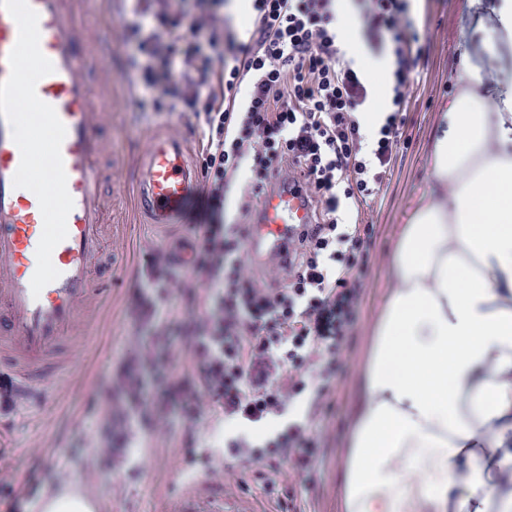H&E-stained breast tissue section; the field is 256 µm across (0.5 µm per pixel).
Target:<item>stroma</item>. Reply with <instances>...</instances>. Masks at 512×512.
<instances>
[{
  "label": "stroma",
  "mask_w": 512,
  "mask_h": 512,
  "mask_svg": "<svg viewBox=\"0 0 512 512\" xmlns=\"http://www.w3.org/2000/svg\"><path fill=\"white\" fill-rule=\"evenodd\" d=\"M465 0H420L412 10L416 25L426 26L428 48L416 68L417 81L407 102L408 122L383 202L367 207L365 217L375 226L372 261L365 271L363 304L342 353L344 367L333 385L331 404L314 422L322 445L315 484L303 483L288 470L277 477L282 491L294 494L301 512H344L346 464L354 409L363 393L371 329L383 312L397 283L390 270L394 252L406 224L428 188L430 152L441 112L460 86L454 57L460 37V14ZM123 0H98L88 17L105 59L101 73L90 81L109 78L112 109L102 131L112 144L106 164L112 169L107 190L112 195V295L94 314L91 335L71 342L77 359L76 374L55 379L53 404L34 411L28 419L0 412V481L35 487L24 503L11 504L0 496V512H39L37 504L58 471L78 480L99 501L98 512H167V506L185 487L230 502H247L254 512H277L267 495L255 464L225 466L216 448L187 447L188 438L202 439L204 423L185 420L177 405L167 401L163 376L187 371L184 360L161 359L152 375V401L140 446L134 451L140 466L112 471L103 462L92 438L104 423L109 371L123 349L151 338L128 312L139 286L137 268L144 252L176 251L183 241V225L156 228L140 223L133 207V189L126 171L159 126L198 140L186 120L176 112L141 111L130 90L134 66L126 43Z\"/></svg>",
  "instance_id": "stroma-1"
}]
</instances>
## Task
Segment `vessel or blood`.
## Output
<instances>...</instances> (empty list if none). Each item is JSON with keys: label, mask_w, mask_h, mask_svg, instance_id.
<instances>
[{"label": "vessel or blood", "mask_w": 512, "mask_h": 512, "mask_svg": "<svg viewBox=\"0 0 512 512\" xmlns=\"http://www.w3.org/2000/svg\"><path fill=\"white\" fill-rule=\"evenodd\" d=\"M29 4L39 16L40 49L54 67L39 80L36 92L66 127L61 155L74 206L67 218L68 235L52 252L59 276L33 295L43 217L37 196L13 185L21 154L10 124L0 117V367L13 379V411L20 416L51 400L57 374L72 370L63 350L78 337L92 306L106 295L101 268L112 236L100 170L106 144L98 135L108 104L95 97L86 77L87 47L93 38L86 24L90 0ZM18 34L14 18L0 9V82L10 74L8 56ZM200 180L189 140L167 131L154 133L132 169L134 205L145 223H179L197 198ZM311 221L305 192L289 179L273 182L249 226L247 255L259 266L271 256L287 261L291 240ZM224 509L223 499L196 491L173 504V512Z\"/></svg>", "instance_id": "b4317fda"}]
</instances>
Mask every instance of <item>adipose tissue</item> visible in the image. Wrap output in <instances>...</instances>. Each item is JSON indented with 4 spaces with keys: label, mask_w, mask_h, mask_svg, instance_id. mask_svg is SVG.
Segmentation results:
<instances>
[{
    "label": "adipose tissue",
    "mask_w": 512,
    "mask_h": 512,
    "mask_svg": "<svg viewBox=\"0 0 512 512\" xmlns=\"http://www.w3.org/2000/svg\"><path fill=\"white\" fill-rule=\"evenodd\" d=\"M460 23L498 66L484 81L461 37L354 413L348 512H512L492 476L512 473V0H467ZM54 486L41 512H96L72 477Z\"/></svg>",
    "instance_id": "adipose-tissue-1"
}]
</instances>
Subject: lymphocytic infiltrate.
Returning a JSON list of instances; mask_svg holds the SVG:
<instances>
[{"label": "lymphocytic infiltrate", "instance_id": "1", "mask_svg": "<svg viewBox=\"0 0 512 512\" xmlns=\"http://www.w3.org/2000/svg\"><path fill=\"white\" fill-rule=\"evenodd\" d=\"M249 2V38L228 47L224 0L194 13L185 0H127L138 99L183 113L199 131L205 200L193 274L176 277L169 253H146L131 312L159 327L181 319L173 292L203 298L204 314L184 321L195 373L166 378V394L192 416L209 399L212 447L232 463L265 464L272 494L280 465L310 480L322 455L312 419L365 293L374 227L362 211L392 174L426 31L411 19L410 0H367L359 26L388 67V104L368 131L373 82L336 25L339 0ZM292 176L314 222L293 240L287 270L271 264L285 275L272 287L246 275L243 227L225 223L224 202L238 192L249 212L272 180ZM156 353L136 343L112 375L116 400L101 445L113 470L134 462L150 404L142 371Z\"/></svg>", "mask_w": 512, "mask_h": 512}]
</instances>
